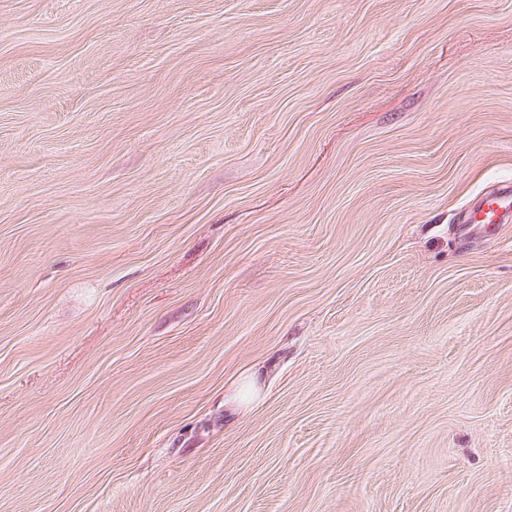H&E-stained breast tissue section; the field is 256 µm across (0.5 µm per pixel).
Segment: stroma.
<instances>
[{"mask_svg":"<svg viewBox=\"0 0 512 512\" xmlns=\"http://www.w3.org/2000/svg\"><path fill=\"white\" fill-rule=\"evenodd\" d=\"M509 183L512 0H0V512H512ZM487 206V210L484 207ZM499 210L502 213L499 214ZM512 213V186L508 185L501 189L497 195L488 196L480 204L467 212L465 224H500L495 220L509 218ZM481 216L482 218H479Z\"/></svg>","mask_w":512,"mask_h":512,"instance_id":"stroma-1","label":"stroma"}]
</instances>
